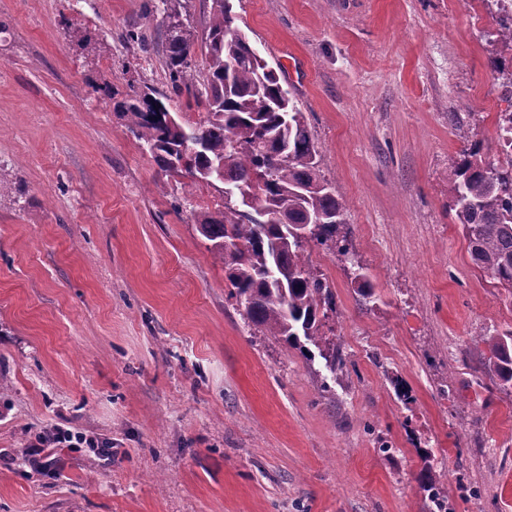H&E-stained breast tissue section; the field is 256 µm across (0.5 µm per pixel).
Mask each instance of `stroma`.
Returning a JSON list of instances; mask_svg holds the SVG:
<instances>
[{"mask_svg": "<svg viewBox=\"0 0 512 512\" xmlns=\"http://www.w3.org/2000/svg\"><path fill=\"white\" fill-rule=\"evenodd\" d=\"M157 3L0 0V512H429L426 467L447 512H512V393L482 341L512 300L448 208L460 151L498 158V0H233L374 288L312 252L337 375L230 299L195 226L223 184L164 171L117 112L168 91L161 45L125 38L157 37ZM52 426L111 458L31 469Z\"/></svg>", "mask_w": 512, "mask_h": 512, "instance_id": "stroma-1", "label": "stroma"}]
</instances>
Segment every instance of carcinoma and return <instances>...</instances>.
<instances>
[{"mask_svg": "<svg viewBox=\"0 0 512 512\" xmlns=\"http://www.w3.org/2000/svg\"><path fill=\"white\" fill-rule=\"evenodd\" d=\"M161 2L167 98L187 96L204 109L203 118L180 119L164 102L135 89L118 103L120 113L162 169L184 170L196 181L224 179L232 198L222 210L198 212L196 224L224 264L229 297L249 322L263 335L299 349L307 360L318 356L331 373H341L345 358L338 347L322 346L320 334L322 319L334 310V294L309 257L314 250L349 255L348 236L339 234L347 206L320 173L305 112L250 43L227 34L234 22L230 0H209L202 71L193 66V28L172 0ZM497 41L509 56L492 59L491 66L511 88L512 27H500ZM226 60L234 66L224 68ZM448 192L471 261L512 296V162H488L479 147L465 148L454 163ZM297 224L313 226L304 243L293 232ZM484 342L486 371L499 390H511L512 329ZM429 472L427 464L421 488L436 512H444V496Z\"/></svg>", "mask_w": 512, "mask_h": 512, "instance_id": "1", "label": "carcinoma"}]
</instances>
